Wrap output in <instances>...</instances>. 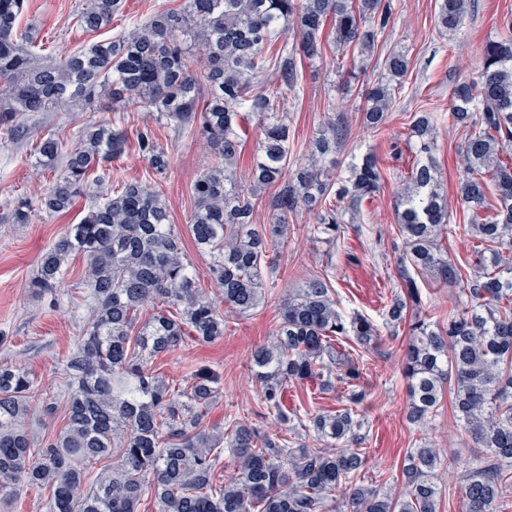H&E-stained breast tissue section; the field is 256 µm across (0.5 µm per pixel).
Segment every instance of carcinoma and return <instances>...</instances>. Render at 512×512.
<instances>
[{"mask_svg": "<svg viewBox=\"0 0 512 512\" xmlns=\"http://www.w3.org/2000/svg\"><path fill=\"white\" fill-rule=\"evenodd\" d=\"M471 0H439L435 25L454 34ZM27 0H0V130L22 136L18 117L109 101L149 112L177 131L195 128L213 163L193 185L188 229L207 255L216 287H198L183 238L155 184L121 181L103 192L77 224L42 254L31 281L35 294L62 287L69 259L87 260L83 284L91 308L83 336L67 357L66 424L40 440L26 427L34 377L0 366V502L23 489L49 491V512H139L150 496L156 512H438V481L463 470V512H503L512 487V25L483 47L479 80L455 85L448 121L462 132L458 194L463 223H450L432 150V113L413 120L417 162L396 197L402 238L393 290L377 324L339 309L329 279L314 276L288 296L271 340L252 354L262 408L288 435L273 434L233 416L224 429L205 417L224 379L208 366L192 370L180 391L157 373L155 361L188 341L224 335L222 301L238 315L265 302L273 267L269 249L284 238L288 215L316 216L313 233L334 242L344 232L346 206L380 190L378 158L366 154L348 175L334 176L346 129L327 122L307 145L305 164L289 167L293 145L284 101L300 81L297 57L320 59L335 45L372 52L391 26L395 0H184L112 39L46 61L37 37L17 31ZM121 0H88L79 26L99 33L112 24ZM294 47L280 41L284 26ZM407 56L387 53L383 74L366 92L364 124L386 126L393 86L409 71ZM269 80L259 82L262 75ZM257 118L260 137L248 173L239 168L240 121ZM137 151L157 176L171 154L149 125L136 130ZM127 132L108 123L84 129L63 149L49 135L36 142V163L63 171L34 200L17 203L11 218L68 212L88 175L110 179L106 164L126 149ZM495 204L487 201L489 186ZM273 187L269 222L254 223L261 190ZM470 244L472 259L455 262L440 248L448 233ZM451 285L448 320L431 321L418 280ZM153 305L154 313L141 320ZM408 327L402 358L408 380V419L426 426L449 387L456 416L480 454L461 462L421 442L407 453L403 492L360 478L366 466L363 408L370 392L360 357L384 336ZM312 382L333 393V414L288 411V385ZM233 462L234 474L214 476Z\"/></svg>", "mask_w": 512, "mask_h": 512, "instance_id": "carcinoma-1", "label": "carcinoma"}]
</instances>
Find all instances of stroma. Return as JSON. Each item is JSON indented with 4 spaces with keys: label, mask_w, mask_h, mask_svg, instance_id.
Listing matches in <instances>:
<instances>
[{
    "label": "stroma",
    "mask_w": 512,
    "mask_h": 512,
    "mask_svg": "<svg viewBox=\"0 0 512 512\" xmlns=\"http://www.w3.org/2000/svg\"><path fill=\"white\" fill-rule=\"evenodd\" d=\"M82 2L29 0V11L20 23L36 25L37 42L44 56L56 58L96 41V34L83 32L76 22ZM396 3L394 22L380 40L372 61L382 62L387 52L395 49L407 54L410 70L396 92L384 133L363 126L358 110L363 103L361 82L350 78L347 69L337 67L330 53L320 60L301 61L299 89L285 102L294 134L291 164L305 163L308 142L329 119L340 116L349 128V136L336 153L337 170L347 171L364 154H375L383 177L379 192L353 211L343 235L333 244L311 233L314 216L304 212L289 216L288 234L272 252L275 273L263 306L244 316L225 312L222 338L209 344H182L156 362L166 382L175 386L198 366H209L223 375L224 388L211 405L206 424L223 422L225 416L232 415L238 421L277 432V422L260 403V387L251 372V353L275 330L284 297L302 287L309 276L328 277L341 307L374 319L380 317L384 298L392 287L396 246L401 242L395 200L415 159L409 126L415 113L434 116L438 132L434 156L448 209L453 213L461 209L457 192L462 135L448 124L449 93L455 83L477 78L482 48L501 36L505 19L512 18V0H475V11L469 14L464 28L450 37L441 35L434 26L437 0ZM182 4L183 0H123L109 34L121 35L132 22L146 21L159 10L177 9ZM149 119L148 113L133 105L115 112L96 106L82 112H31L22 120L28 131L26 139L13 142L0 134V363L24 368L34 375L37 385L29 397L31 406H41L47 390L55 392L58 404L67 401L66 359L78 344L89 315L81 288L86 260L81 255L74 257L56 294L33 296L29 284L41 254L68 225L80 221L101 191L99 184L88 183L68 213H41L30 223H11L8 214L17 200L36 197L56 177L54 171L37 166L33 157L36 139L51 133L70 147L88 124L104 121L132 133ZM157 134L172 156L165 178H155L131 145L112 160V173L124 180L159 181L172 221L182 231L194 207L192 185L207 168L209 155L197 133L177 135L161 127ZM402 344V339H388L363 356L364 376L373 393L364 409V477L379 486L399 476L406 452L416 439L451 450L464 460L474 454L450 396H443L427 427L407 421Z\"/></svg>",
    "instance_id": "stroma-1"
}]
</instances>
